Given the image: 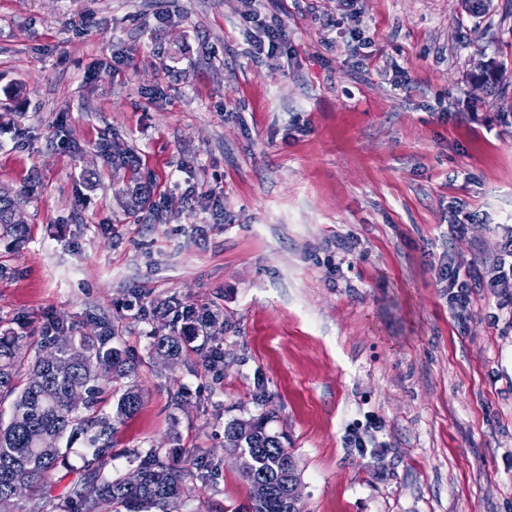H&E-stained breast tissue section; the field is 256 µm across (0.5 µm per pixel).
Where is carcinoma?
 <instances>
[{"label": "carcinoma", "mask_w": 512, "mask_h": 512, "mask_svg": "<svg viewBox=\"0 0 512 512\" xmlns=\"http://www.w3.org/2000/svg\"><path fill=\"white\" fill-rule=\"evenodd\" d=\"M108 161L114 167H129L135 160L130 152L114 147ZM127 207L137 211L150 204L148 186L137 183L128 192ZM15 198H0V239L20 246L27 227L13 222ZM104 334L77 336L59 327L52 341L39 346L34 360L24 363L18 338L0 336V397H14L9 422L0 423V504L24 494L32 504L30 512H170L175 500L186 503L193 487L188 467L167 463L159 448L136 453L141 481L112 476V455L107 453L109 435L142 405L136 386L120 393L109 412L99 407L102 375L121 380L132 375L135 364L125 353L109 344L113 328L102 322ZM152 347L163 359L180 354L182 338L175 334L154 337ZM26 369L23 387L17 379ZM250 435L238 432L239 421L225 426L229 446L238 451L242 463L268 485L265 497L252 504V512H288L285 486L291 454L279 437L266 429L265 418L250 420ZM83 437L91 458L82 474L65 491L50 493L58 465L72 451L74 436Z\"/></svg>", "instance_id": "1"}]
</instances>
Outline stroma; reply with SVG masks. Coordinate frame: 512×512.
Masks as SVG:
<instances>
[{"mask_svg":"<svg viewBox=\"0 0 512 512\" xmlns=\"http://www.w3.org/2000/svg\"><path fill=\"white\" fill-rule=\"evenodd\" d=\"M240 0H0V332L57 322L136 364L112 436L191 461L184 512H251L224 448L267 416L303 512H512V309L448 306L512 226V0H264L291 56H252ZM366 41L352 53L351 34ZM504 68L476 90V59ZM127 147L152 210L123 211ZM464 225L452 235L450 224ZM212 321L170 363L154 333ZM371 432L375 451L350 447ZM17 208L15 198H0V239L11 238L15 246H20L27 232L26 224H14L13 212ZM448 281V303L459 316L466 313L471 302V287L465 278L460 277V271L452 265L448 258L447 272L441 273Z\"/></svg>","mask_w":512,"mask_h":512,"instance_id":"obj_1","label":"stroma"}]
</instances>
